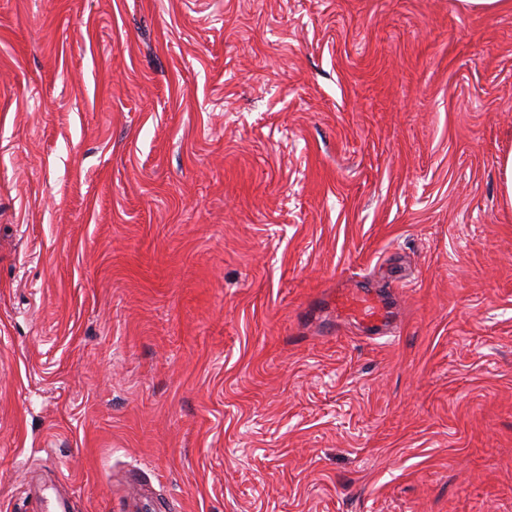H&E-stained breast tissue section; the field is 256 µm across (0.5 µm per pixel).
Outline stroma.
Returning a JSON list of instances; mask_svg holds the SVG:
<instances>
[{
  "instance_id": "obj_1",
  "label": "stroma",
  "mask_w": 512,
  "mask_h": 512,
  "mask_svg": "<svg viewBox=\"0 0 512 512\" xmlns=\"http://www.w3.org/2000/svg\"><path fill=\"white\" fill-rule=\"evenodd\" d=\"M510 152L512 9L0 0V512H512ZM386 300L382 296L349 290L336 294V312L358 317L370 334L391 333L393 326L388 321ZM119 511L120 512H149L147 510H162L161 508L150 507V496L143 485L135 490L134 488L119 487Z\"/></svg>"
}]
</instances>
